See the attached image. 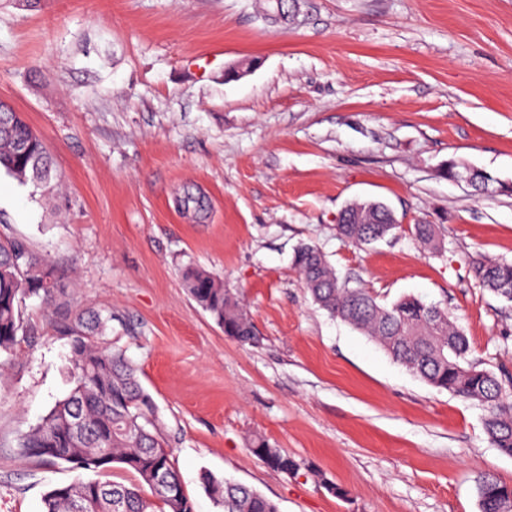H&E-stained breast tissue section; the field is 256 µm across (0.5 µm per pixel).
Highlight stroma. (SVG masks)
I'll return each instance as SVG.
<instances>
[{
  "mask_svg": "<svg viewBox=\"0 0 512 512\" xmlns=\"http://www.w3.org/2000/svg\"><path fill=\"white\" fill-rule=\"evenodd\" d=\"M273 8L0 0V102L53 163L43 193L0 172V236L54 265L70 309L107 317L101 341L137 367L195 512H216L207 471L280 512H478L479 475L512 486L484 409L314 304L292 256L311 243L382 303L439 305L512 390V303L472 274L512 260V0H298L285 22ZM367 200L393 210L395 236L343 242L340 211ZM190 267L223 280L257 344L190 297ZM23 319L37 336L0 356V512H42L74 478L20 448L68 392L70 353L41 299ZM257 437L298 475L254 455ZM250 450L277 471L291 475L299 471V463L288 452L272 446L263 438L255 439Z\"/></svg>",
  "mask_w": 512,
  "mask_h": 512,
  "instance_id": "35a3bbf8",
  "label": "stroma"
}]
</instances>
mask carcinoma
<instances>
[{
    "instance_id": "carcinoma-1",
    "label": "carcinoma",
    "mask_w": 512,
    "mask_h": 512,
    "mask_svg": "<svg viewBox=\"0 0 512 512\" xmlns=\"http://www.w3.org/2000/svg\"><path fill=\"white\" fill-rule=\"evenodd\" d=\"M0 168L22 184L39 188L51 180V161L41 139L18 112H0ZM399 225L380 202L348 206L336 224L347 242L370 244L393 234ZM415 239L437 249L431 224H417ZM299 273L313 302L375 340L393 359L434 388L472 400L484 407V429L494 447L512 457V404L490 371L469 360L470 344L448 312L405 296L387 306L367 288L339 282L323 254L304 244L294 253ZM474 278L498 297L512 293V261H478ZM185 288L194 301L242 344L257 343L246 314L224 292L217 277L190 268ZM56 269L22 240L0 237V352L10 353L19 337L32 334L24 324L21 305L29 297L48 301L61 293ZM105 320L77 312L60 317L61 332L70 337L66 368L70 385L43 420L21 441L24 453L91 477L51 488L42 499L43 512H194L172 463L161 422L136 368L120 350L98 345ZM251 451L269 467L294 475L299 463L288 452L263 438ZM134 475L128 483L102 481L114 465ZM204 489L220 512H279L278 505L257 490L210 472ZM149 490L151 497L144 496ZM479 512H512V488L485 474L477 478Z\"/></svg>"
}]
</instances>
